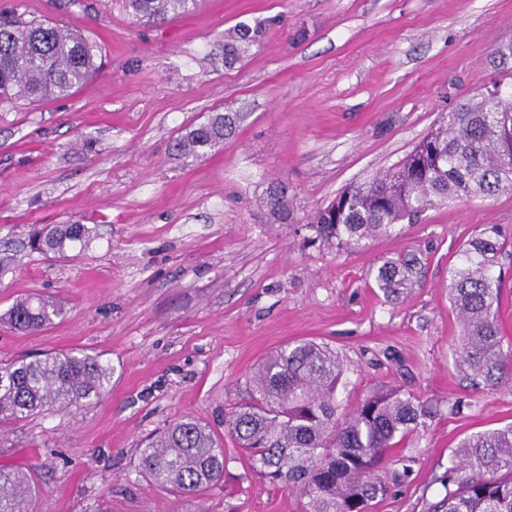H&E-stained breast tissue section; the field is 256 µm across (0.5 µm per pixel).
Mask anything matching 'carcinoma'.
I'll return each instance as SVG.
<instances>
[{
    "label": "carcinoma",
    "mask_w": 512,
    "mask_h": 512,
    "mask_svg": "<svg viewBox=\"0 0 512 512\" xmlns=\"http://www.w3.org/2000/svg\"><path fill=\"white\" fill-rule=\"evenodd\" d=\"M195 0H126L134 17L155 19L189 9ZM259 28L241 25L224 39V64ZM491 63L512 74V52L498 48ZM97 68L93 46L79 33L36 18L0 12V100L66 97ZM512 100L478 93L448 112L386 174L352 185L336 204L320 208L308 225L316 236L341 247H359L413 222L448 200H491L512 192ZM237 116L217 113L175 140L186 157L224 144ZM263 207L272 224L290 219L288 187L270 183ZM93 228L52 224L36 229L31 247L64 256L85 248ZM497 224H485L458 251L448 269V296L462 328L456 367L472 382L498 386L512 379V344L503 345L497 324L502 280L496 267L503 250ZM422 259L407 251L371 272L373 285L390 301L418 279ZM66 315L41 295L17 299L0 321L29 333ZM346 366L324 343L296 341L272 352L257 368L247 401L225 420L228 434L250 464L272 484L300 496L302 512H372L387 492L377 477L381 462L437 408L396 387H376L349 412L338 393ZM112 365L97 355L72 351L0 363V424L53 406L89 405L107 392ZM139 473L163 489L192 496L224 479V444L195 417L170 424L150 439ZM447 490L430 512H512V423L463 439L439 478ZM35 487L17 469L0 467V512H35Z\"/></svg>",
    "instance_id": "carcinoma-1"
}]
</instances>
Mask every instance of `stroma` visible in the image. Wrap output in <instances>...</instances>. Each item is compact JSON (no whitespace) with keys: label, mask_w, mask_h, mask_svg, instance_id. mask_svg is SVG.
<instances>
[{"label":"stroma","mask_w":512,"mask_h":512,"mask_svg":"<svg viewBox=\"0 0 512 512\" xmlns=\"http://www.w3.org/2000/svg\"><path fill=\"white\" fill-rule=\"evenodd\" d=\"M0 11L81 32L98 71L69 97L0 102V314L16 299H60L35 333L0 322V360L82 349L112 365L97 402L0 425V467L30 470L38 512H299L297 494L255 472L224 420L254 366L288 342L330 346L347 366L343 410L376 385L439 405L379 475L374 512H426L465 437L512 422V384L460 372L448 269L482 225H499L497 320L512 343V192L456 200L359 249L314 240L309 216L344 188L399 163L442 114L491 80L512 45V0H197L139 20L122 0H0ZM263 24L233 65L224 34ZM236 131L203 158L176 138L215 113ZM293 219L266 223L269 182ZM86 224L63 256L30 251L32 225ZM416 251L420 282L391 304L370 286L389 256ZM199 417L224 442V480L188 498L138 475L145 439Z\"/></svg>","instance_id":"1"}]
</instances>
